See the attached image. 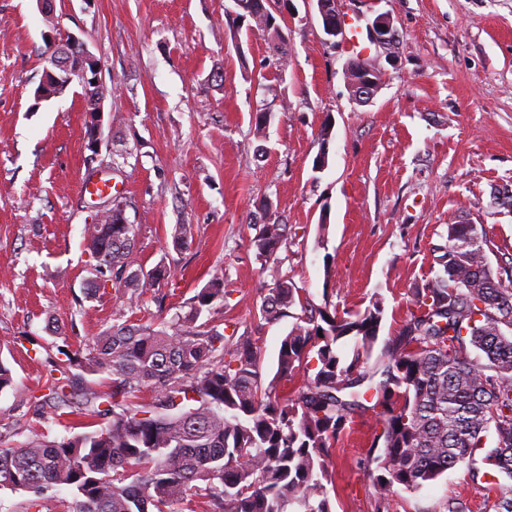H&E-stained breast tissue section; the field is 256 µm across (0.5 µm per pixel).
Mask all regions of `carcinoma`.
Wrapping results in <instances>:
<instances>
[{"label":"carcinoma","instance_id":"obj_1","mask_svg":"<svg viewBox=\"0 0 512 512\" xmlns=\"http://www.w3.org/2000/svg\"><path fill=\"white\" fill-rule=\"evenodd\" d=\"M286 224L259 228L251 245L268 260L288 244ZM193 225L176 224L175 247ZM135 225L120 205L112 223L87 224L83 242L120 306L117 323L85 345L49 356L44 393L52 419L85 418L87 431L49 438L32 430L20 445L0 438V489L32 494L25 512H42L47 492H75L66 512H333L331 459L354 414L377 412L381 431L369 457L372 495L390 512L394 495L414 493L459 465L495 492V512H512V247H495L485 228L450 224L433 249L398 336L370 364L385 314L376 296L362 311L303 305L278 279L261 318L292 317L273 380L261 375L259 338L198 323L224 305V272L214 273L169 321L138 323L126 309L165 280L161 268L130 270ZM501 252L493 274L486 250ZM301 305V313L290 309ZM487 363L470 359L466 344ZM307 375L291 397L281 382ZM101 375L105 389L87 385Z\"/></svg>","mask_w":512,"mask_h":512}]
</instances>
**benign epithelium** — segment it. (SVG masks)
Returning <instances> with one entry per match:
<instances>
[{"label": "benign epithelium", "instance_id": "benign-epithelium-1", "mask_svg": "<svg viewBox=\"0 0 512 512\" xmlns=\"http://www.w3.org/2000/svg\"><path fill=\"white\" fill-rule=\"evenodd\" d=\"M325 35L331 41L344 37V24L338 11L333 9L332 0H315ZM369 35L373 42L386 45L392 41V26L388 18L378 17L369 26ZM51 68L45 77L51 78L58 85H68L74 79L80 80L83 90L85 118L95 126V134L90 142L92 149H97L100 129L103 125V87L100 78V62L88 49L85 42L75 36H69L53 47L49 58ZM355 98L371 99L377 92V85L369 78L349 81Z\"/></svg>", "mask_w": 512, "mask_h": 512}]
</instances>
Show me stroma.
<instances>
[{
	"label": "stroma",
	"instance_id": "1",
	"mask_svg": "<svg viewBox=\"0 0 512 512\" xmlns=\"http://www.w3.org/2000/svg\"><path fill=\"white\" fill-rule=\"evenodd\" d=\"M360 28L380 16L391 45H371L384 75L355 100L346 41L328 43L313 0H272L282 37L236 18L231 0H0V436L20 443L39 407L49 353L77 348L113 323L112 288L89 296L95 260L83 229L121 205L137 227L133 267L164 265L171 287L147 291L128 314L169 320L213 273L227 296L215 318L261 340L271 379L293 321L259 317L264 291L288 276L304 301L356 311L381 296V340L398 335L432 250L448 224L486 227L512 245V0H338ZM76 36L101 63L104 122L90 149L81 87L42 100L53 41ZM271 120L257 133L255 116ZM332 121L322 141L324 121ZM327 150L328 163L313 161ZM110 179L97 198L82 185ZM291 227L276 259L251 245L260 224ZM192 225L174 248L173 225ZM380 424L356 414L332 456L334 512H374L365 467ZM494 494L467 467L414 493L391 512H493Z\"/></svg>",
	"mask_w": 512,
	"mask_h": 512
}]
</instances>
